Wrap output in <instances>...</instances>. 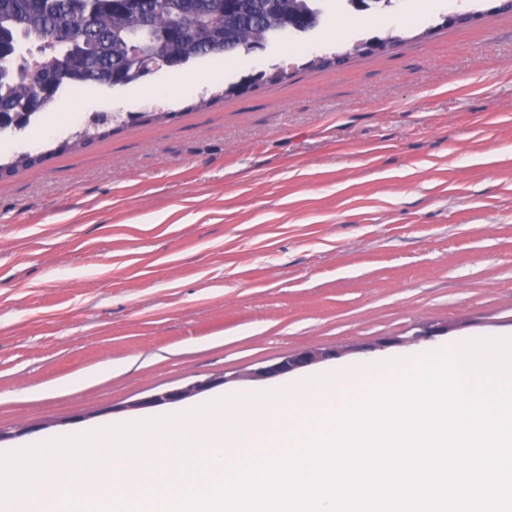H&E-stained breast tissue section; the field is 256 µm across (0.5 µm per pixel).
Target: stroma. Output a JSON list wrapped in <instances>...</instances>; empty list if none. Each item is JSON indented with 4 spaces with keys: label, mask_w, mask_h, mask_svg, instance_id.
<instances>
[{
    "label": "stroma",
    "mask_w": 512,
    "mask_h": 512,
    "mask_svg": "<svg viewBox=\"0 0 512 512\" xmlns=\"http://www.w3.org/2000/svg\"><path fill=\"white\" fill-rule=\"evenodd\" d=\"M419 5L413 24L402 0H321L313 28L226 70L58 95L57 113L138 112L186 84L165 100L175 120L0 178V427L29 426L7 447L148 417L126 403L305 347L358 345L303 377L401 361L394 339L421 320L451 323L435 346L512 336V13ZM461 9L476 19L442 26ZM388 35L386 52L305 66ZM283 65L287 82L195 106ZM393 40H396L395 37L390 36L388 38H381V37H373L369 38L367 40H360L355 43H353L352 48H349L345 52H334L332 54L324 53L322 55H315L313 56L308 62H306V67L308 68H331L336 66V59L341 61L340 63L344 62L350 55L360 52L364 50V48L372 43H382L387 44Z\"/></svg>",
    "instance_id": "1"
}]
</instances>
